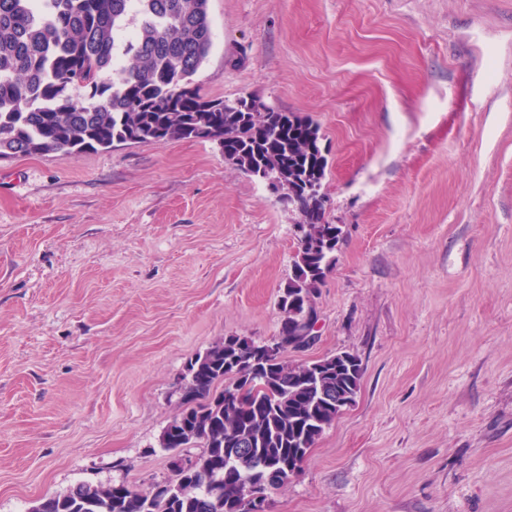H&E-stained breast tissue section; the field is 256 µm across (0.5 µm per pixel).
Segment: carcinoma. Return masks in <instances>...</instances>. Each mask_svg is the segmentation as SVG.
<instances>
[{"label":"carcinoma","mask_w":512,"mask_h":512,"mask_svg":"<svg viewBox=\"0 0 512 512\" xmlns=\"http://www.w3.org/2000/svg\"><path fill=\"white\" fill-rule=\"evenodd\" d=\"M209 0H0V159L107 150L116 143L217 140L224 157L277 178L300 216L294 270L281 296L278 353L226 336L190 360L184 409L165 428L173 476L134 493L78 484L30 512H239L245 491L288 483L356 397L349 352L301 364L297 350L342 228L326 217L320 129L252 96L212 99L194 81L213 45ZM135 30L128 31L130 20ZM112 71L110 82L100 74ZM73 88L85 90L76 100ZM201 452L190 457L184 449Z\"/></svg>","instance_id":"carcinoma-1"}]
</instances>
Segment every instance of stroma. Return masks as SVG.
<instances>
[{"mask_svg":"<svg viewBox=\"0 0 512 512\" xmlns=\"http://www.w3.org/2000/svg\"><path fill=\"white\" fill-rule=\"evenodd\" d=\"M213 99L308 116L363 366L268 512H512V0H209ZM300 216L213 140L0 160V512L144 490L187 362L268 342Z\"/></svg>","mask_w":512,"mask_h":512,"instance_id":"stroma-1","label":"stroma"}]
</instances>
